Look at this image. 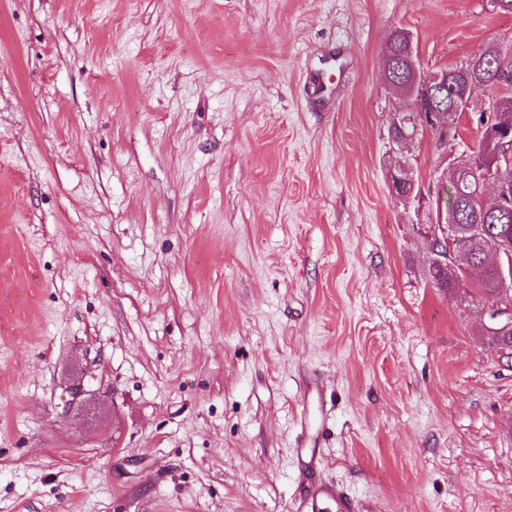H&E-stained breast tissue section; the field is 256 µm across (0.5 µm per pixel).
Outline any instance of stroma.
Wrapping results in <instances>:
<instances>
[{"mask_svg":"<svg viewBox=\"0 0 512 512\" xmlns=\"http://www.w3.org/2000/svg\"><path fill=\"white\" fill-rule=\"evenodd\" d=\"M398 28L512 44L489 0H0V512H336L309 456L356 512H512V358L430 275L484 99L398 148ZM300 499L302 501L317 502L331 499L336 503L337 512H355V503L340 488L323 481L305 483L301 487Z\"/></svg>","mask_w":512,"mask_h":512,"instance_id":"obj_1","label":"stroma"}]
</instances>
